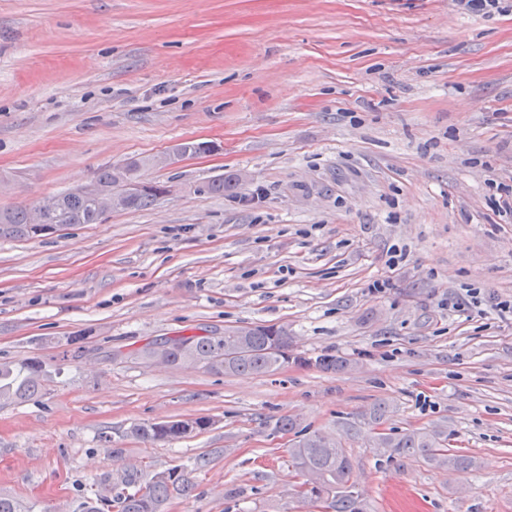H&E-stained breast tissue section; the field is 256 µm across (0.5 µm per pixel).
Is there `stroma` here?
Listing matches in <instances>:
<instances>
[{
	"mask_svg": "<svg viewBox=\"0 0 512 512\" xmlns=\"http://www.w3.org/2000/svg\"><path fill=\"white\" fill-rule=\"evenodd\" d=\"M185 141L214 149L144 168L153 205L0 239V362L49 374L0 405V492L81 512L94 479L182 466L166 512H309L289 450L315 433L368 512H512V0H0V210ZM248 324L302 364L140 356ZM414 432L475 467L377 439ZM210 421L205 417L167 420L151 424H139L130 428L131 437L144 442H165L181 438L193 431H202L208 428Z\"/></svg>",
	"mask_w": 512,
	"mask_h": 512,
	"instance_id": "1",
	"label": "stroma"
}]
</instances>
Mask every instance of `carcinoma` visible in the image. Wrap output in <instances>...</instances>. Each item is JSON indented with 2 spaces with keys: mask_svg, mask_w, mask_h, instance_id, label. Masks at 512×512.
<instances>
[{
  "mask_svg": "<svg viewBox=\"0 0 512 512\" xmlns=\"http://www.w3.org/2000/svg\"><path fill=\"white\" fill-rule=\"evenodd\" d=\"M149 158H133L124 166L99 170L97 182L138 183L139 172L148 166ZM163 195L162 185L156 183L140 190L124 202L119 210L139 209L152 205ZM63 209L43 225L28 223V209L0 211V238L30 239L53 228V225L96 224L101 215L82 195L72 190L62 193ZM290 337L284 326L254 324L228 326L222 336H181L160 344H147L142 356L152 362L170 366L201 364L215 372L237 374L273 373L283 365L303 360L291 358ZM47 381L42 361L26 358L18 363H0V402L25 401L37 396ZM204 417L167 420L139 424L130 428L131 437L144 442H165L181 438L193 431L208 428ZM382 442L393 452L425 462L448 467H472L475 459L451 453L437 436L418 432L401 437L383 436ZM294 466L305 477L304 484L312 485L310 493L323 500L332 512H366V502L349 484L350 461L345 449L321 435L301 437L291 449ZM94 497L83 503L82 512H165L167 501L174 495L188 496L193 490L190 473L181 467H170L152 473L142 483V472L132 468L115 482L101 478L94 483Z\"/></svg>",
  "mask_w": 512,
  "mask_h": 512,
  "instance_id": "carcinoma-1",
  "label": "carcinoma"
}]
</instances>
